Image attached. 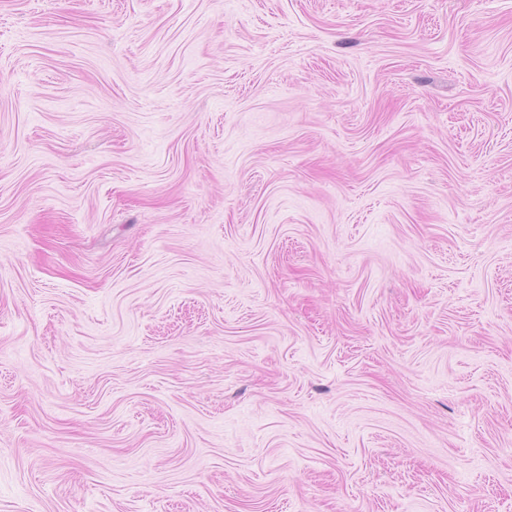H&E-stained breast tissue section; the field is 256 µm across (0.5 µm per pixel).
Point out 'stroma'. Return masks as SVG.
Instances as JSON below:
<instances>
[{
  "label": "stroma",
  "mask_w": 512,
  "mask_h": 512,
  "mask_svg": "<svg viewBox=\"0 0 512 512\" xmlns=\"http://www.w3.org/2000/svg\"><path fill=\"white\" fill-rule=\"evenodd\" d=\"M0 512H512V0H0Z\"/></svg>",
  "instance_id": "stroma-1"
}]
</instances>
